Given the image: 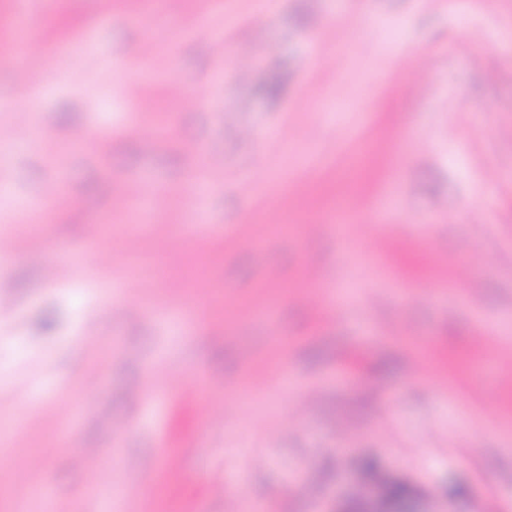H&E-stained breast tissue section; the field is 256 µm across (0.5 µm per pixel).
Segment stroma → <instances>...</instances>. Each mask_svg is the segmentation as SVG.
Returning a JSON list of instances; mask_svg holds the SVG:
<instances>
[{"instance_id": "stroma-1", "label": "stroma", "mask_w": 512, "mask_h": 512, "mask_svg": "<svg viewBox=\"0 0 512 512\" xmlns=\"http://www.w3.org/2000/svg\"><path fill=\"white\" fill-rule=\"evenodd\" d=\"M50 180L0 265V512L349 510L368 458L512 512V0H0V226ZM59 242L91 280L46 284Z\"/></svg>"}]
</instances>
